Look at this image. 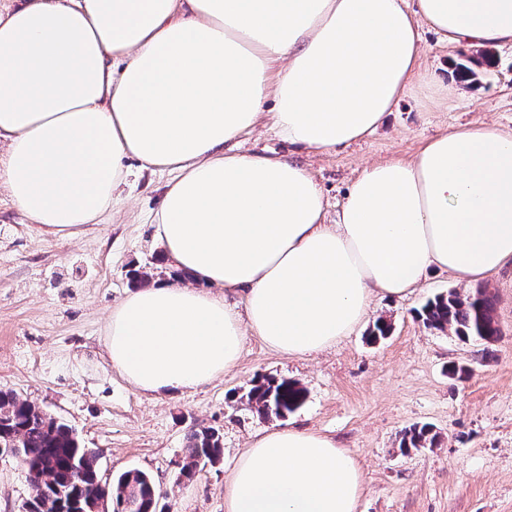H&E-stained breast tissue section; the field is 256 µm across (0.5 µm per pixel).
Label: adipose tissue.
<instances>
[{"mask_svg": "<svg viewBox=\"0 0 512 512\" xmlns=\"http://www.w3.org/2000/svg\"><path fill=\"white\" fill-rule=\"evenodd\" d=\"M425 24L452 45L510 44L512 0H23L0 13V185L21 213L68 238L111 208L128 160L175 175L156 233L207 288L158 277L113 308L106 352L133 387L205 385L249 336L309 356L361 325L373 297L512 262V136L493 128L365 167L333 224L304 166L224 150L266 114L307 149L363 138L419 78L439 83L422 70ZM362 490L334 439L281 428L239 455L224 508L357 512Z\"/></svg>", "mask_w": 512, "mask_h": 512, "instance_id": "adipose-tissue-1", "label": "adipose tissue"}]
</instances>
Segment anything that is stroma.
Returning a JSON list of instances; mask_svg holds the SVG:
<instances>
[{
  "instance_id": "35a3bbf8",
  "label": "stroma",
  "mask_w": 512,
  "mask_h": 512,
  "mask_svg": "<svg viewBox=\"0 0 512 512\" xmlns=\"http://www.w3.org/2000/svg\"><path fill=\"white\" fill-rule=\"evenodd\" d=\"M477 72L472 85H416L374 133L343 147L290 144L267 118L231 149L305 166L332 224L367 165L411 161L446 130L491 126L512 134V45L493 47L491 65ZM173 178L135 170L99 222L70 239L30 223L0 186V389L68 423L97 452L102 481L148 471L164 512H225L224 482L250 438L288 427L332 437L357 459L364 474L358 512H512L511 263L482 282L501 337L465 380L449 379L446 369L474 358L477 344L425 327L417 313L438 293L469 288L434 271L406 298L374 299L365 324L317 354L290 357L250 336L235 368L204 386L154 396L128 383L106 356L107 325L134 289L133 272L170 273L153 218ZM380 319L390 334L369 343ZM258 375L297 381L304 403L284 418L259 417L240 400ZM415 424L434 427L440 442L401 452L400 434ZM206 428L222 436L219 462L179 479L187 435ZM34 495L24 465L0 455V512H22Z\"/></svg>"
}]
</instances>
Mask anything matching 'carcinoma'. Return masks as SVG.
Instances as JSON below:
<instances>
[{"label":"carcinoma","instance_id":"carcinoma-1","mask_svg":"<svg viewBox=\"0 0 512 512\" xmlns=\"http://www.w3.org/2000/svg\"><path fill=\"white\" fill-rule=\"evenodd\" d=\"M423 324L484 345L486 359L501 330L493 298L484 288L467 295L455 290L429 299L418 313ZM240 400L263 418H283L305 400V390L288 379L261 377L251 381ZM438 433L427 425H414L402 433L400 448L437 445ZM188 455L180 475L190 479L200 464H215L221 455L219 434L212 429L195 430L187 437ZM0 453L21 460L36 494L30 512H89V505L102 503L107 512H157L160 492L152 476L131 469L101 483L96 451L82 446L75 430L11 390L0 389Z\"/></svg>","mask_w":512,"mask_h":512}]
</instances>
